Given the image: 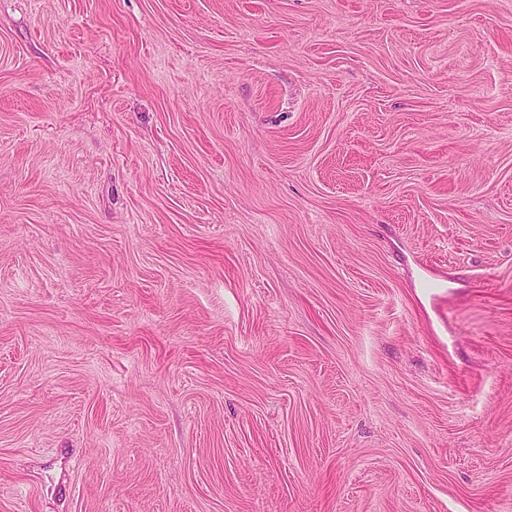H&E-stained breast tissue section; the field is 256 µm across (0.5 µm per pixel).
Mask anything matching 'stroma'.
<instances>
[{
	"instance_id": "35a3bbf8",
	"label": "stroma",
	"mask_w": 512,
	"mask_h": 512,
	"mask_svg": "<svg viewBox=\"0 0 512 512\" xmlns=\"http://www.w3.org/2000/svg\"><path fill=\"white\" fill-rule=\"evenodd\" d=\"M0 512H512V0H0Z\"/></svg>"
}]
</instances>
